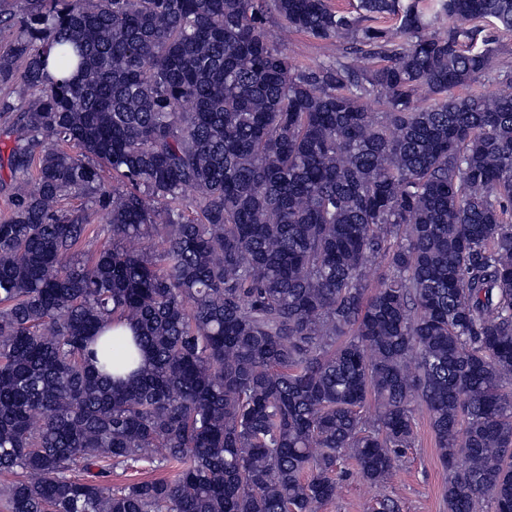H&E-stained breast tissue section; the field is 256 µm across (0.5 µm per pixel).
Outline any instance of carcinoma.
Here are the masks:
<instances>
[{
  "label": "carcinoma",
  "instance_id": "cac0c4a2",
  "mask_svg": "<svg viewBox=\"0 0 512 512\" xmlns=\"http://www.w3.org/2000/svg\"><path fill=\"white\" fill-rule=\"evenodd\" d=\"M14 2L6 512H319L344 461L392 476L417 399L448 512H512V76L455 93L497 70L468 23L512 32V0ZM272 11L348 47L301 66ZM140 462L181 471L112 487Z\"/></svg>",
  "mask_w": 512,
  "mask_h": 512
}]
</instances>
